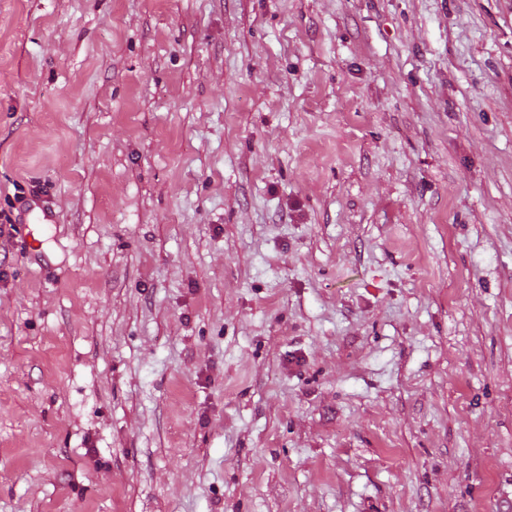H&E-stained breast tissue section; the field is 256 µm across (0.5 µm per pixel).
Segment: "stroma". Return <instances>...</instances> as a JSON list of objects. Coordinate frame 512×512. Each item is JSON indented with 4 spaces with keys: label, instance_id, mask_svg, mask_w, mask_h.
<instances>
[{
    "label": "stroma",
    "instance_id": "stroma-1",
    "mask_svg": "<svg viewBox=\"0 0 512 512\" xmlns=\"http://www.w3.org/2000/svg\"><path fill=\"white\" fill-rule=\"evenodd\" d=\"M0 512H512V0H0Z\"/></svg>",
    "mask_w": 512,
    "mask_h": 512
}]
</instances>
